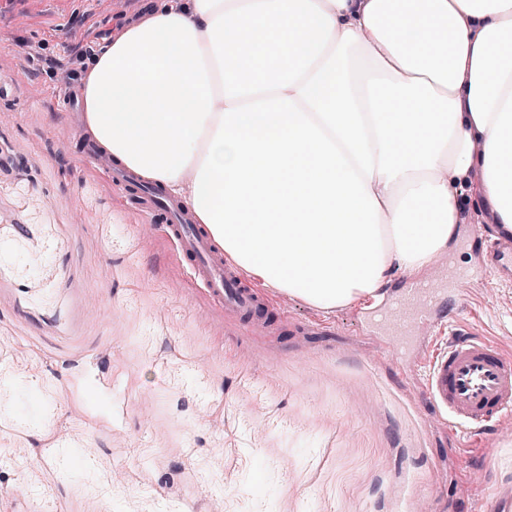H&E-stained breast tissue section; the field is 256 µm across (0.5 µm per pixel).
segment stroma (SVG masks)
Instances as JSON below:
<instances>
[{
    "label": "stroma",
    "instance_id": "1",
    "mask_svg": "<svg viewBox=\"0 0 512 512\" xmlns=\"http://www.w3.org/2000/svg\"><path fill=\"white\" fill-rule=\"evenodd\" d=\"M151 0H0V512H485L512 502V429L470 446L429 414L412 339L376 346L352 304L326 314L266 289L268 328L225 316L170 241L82 154L59 84L29 45L66 56L90 14L116 30ZM464 233L426 279L512 354L511 288L488 286ZM42 405L41 431L24 411ZM77 449L66 472L38 453Z\"/></svg>",
    "mask_w": 512,
    "mask_h": 512
}]
</instances>
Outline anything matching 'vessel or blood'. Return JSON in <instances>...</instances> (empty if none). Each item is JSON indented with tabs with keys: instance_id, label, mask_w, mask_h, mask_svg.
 I'll return each instance as SVG.
<instances>
[{
	"instance_id": "vessel-or-blood-1",
	"label": "vessel or blood",
	"mask_w": 512,
	"mask_h": 512,
	"mask_svg": "<svg viewBox=\"0 0 512 512\" xmlns=\"http://www.w3.org/2000/svg\"><path fill=\"white\" fill-rule=\"evenodd\" d=\"M113 182L121 185L147 214H163L169 237L188 259L195 278L224 305L225 313L252 328L266 327L265 297L215 245L204 225L175 198L117 166ZM439 308L435 289L412 281L408 296L396 295L377 315L390 335H408L434 327ZM448 347L433 351L425 370V393L455 434L471 437L499 429L512 415V356L480 337L472 327L453 318L448 323Z\"/></svg>"
}]
</instances>
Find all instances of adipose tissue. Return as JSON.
I'll return each instance as SVG.
<instances>
[{"label": "adipose tissue", "mask_w": 512, "mask_h": 512, "mask_svg": "<svg viewBox=\"0 0 512 512\" xmlns=\"http://www.w3.org/2000/svg\"><path fill=\"white\" fill-rule=\"evenodd\" d=\"M83 83L103 153L324 312L452 250L458 185L512 234V0H157Z\"/></svg>", "instance_id": "adipose-tissue-1"}]
</instances>
